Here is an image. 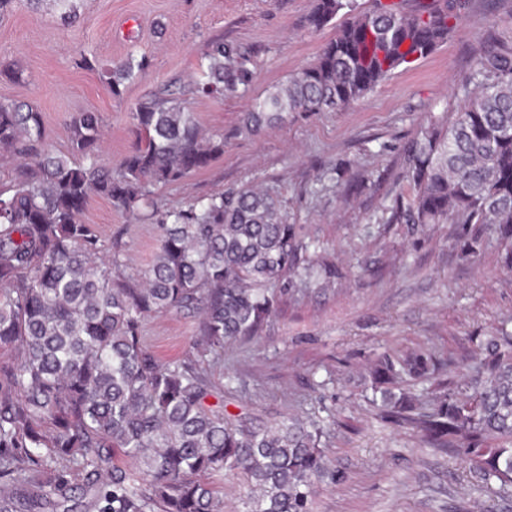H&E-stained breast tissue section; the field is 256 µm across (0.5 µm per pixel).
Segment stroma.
<instances>
[{
  "label": "stroma",
  "mask_w": 512,
  "mask_h": 512,
  "mask_svg": "<svg viewBox=\"0 0 512 512\" xmlns=\"http://www.w3.org/2000/svg\"><path fill=\"white\" fill-rule=\"evenodd\" d=\"M316 0H79L76 22L56 20L45 0H15L0 15V101H21L42 115L45 142L67 153L72 114H100L99 161L116 167L133 144L129 114L163 85L193 84L203 53L221 39L250 62L247 92L224 99L187 96L205 134L224 136V154L182 182L159 188L162 208L184 206L215 190L249 184L280 198L289 223L311 242L325 270L294 281L259 335L228 343L205 360L224 387V409L262 422L323 421L322 447L334 473L318 482L312 512H512V487L484 481L459 459L425 447L384 421L365 381L385 351L428 347L470 372L481 343L512 321V267L486 236L470 257L455 224H390L385 209L407 192V150L428 113L457 111L455 81L480 49L512 41V0H473L448 41L402 67L339 112H291L246 128L255 97L287 86L312 64L342 24L307 25ZM146 70L109 91L105 71L127 56ZM89 66H79L80 58ZM82 219L104 237L122 232L124 271L151 263L153 223L132 221L103 199ZM199 317H149L145 345L162 361L194 356Z\"/></svg>",
  "instance_id": "stroma-1"
}]
</instances>
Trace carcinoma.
Instances as JSON below:
<instances>
[{
	"instance_id": "carcinoma-1",
	"label": "carcinoma",
	"mask_w": 512,
	"mask_h": 512,
	"mask_svg": "<svg viewBox=\"0 0 512 512\" xmlns=\"http://www.w3.org/2000/svg\"><path fill=\"white\" fill-rule=\"evenodd\" d=\"M64 23L78 0H49ZM316 0L308 25L348 16L316 62L255 100L252 127L287 112H338L398 68L448 40L471 0ZM207 71L130 112L134 142L117 169L99 164L101 120L70 118L67 153H51L41 113L0 101V154L17 165L0 180V512H224L212 478L241 473L244 512H312V479L327 472L320 424L287 418L255 426L224 411L223 390L194 359L162 363L143 343L146 318L201 315L197 355L262 331L276 290L316 272L278 197L241 185L163 210L154 188L224 154L201 134L186 93L222 100L247 86L235 46L208 44ZM129 56L108 87L136 78ZM459 111L418 130L387 222L470 224L494 232L512 261V43L485 49L458 83ZM134 220L156 221L158 247L143 274L123 272L122 235L82 220L91 197ZM381 411L426 447L470 460L512 486V333L480 346L469 376L448 373L429 349L383 353L373 370ZM427 385L425 395L412 389ZM218 399L214 405L208 397Z\"/></svg>"
}]
</instances>
